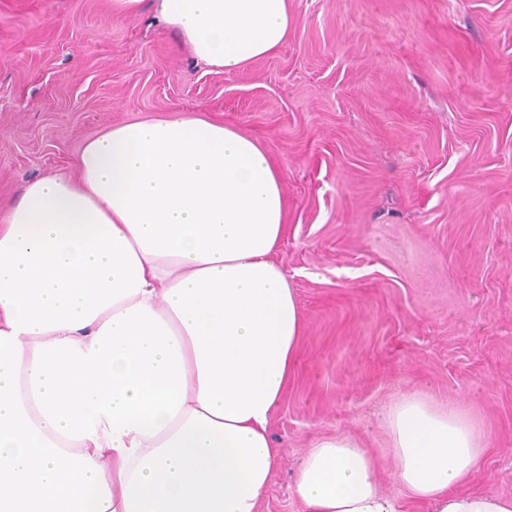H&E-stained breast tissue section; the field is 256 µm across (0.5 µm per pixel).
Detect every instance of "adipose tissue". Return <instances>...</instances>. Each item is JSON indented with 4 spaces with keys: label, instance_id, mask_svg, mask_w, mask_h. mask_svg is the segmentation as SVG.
<instances>
[{
    "label": "adipose tissue",
    "instance_id": "ef3b65f1",
    "mask_svg": "<svg viewBox=\"0 0 512 512\" xmlns=\"http://www.w3.org/2000/svg\"><path fill=\"white\" fill-rule=\"evenodd\" d=\"M227 72L287 41L290 0H153ZM78 176L0 203V512H258L268 431L304 319L276 263L286 197L250 136L172 114L88 140ZM402 492L428 512H512L461 491L489 437L423 391L380 417ZM304 512H402L346 433L315 440Z\"/></svg>",
    "mask_w": 512,
    "mask_h": 512
}]
</instances>
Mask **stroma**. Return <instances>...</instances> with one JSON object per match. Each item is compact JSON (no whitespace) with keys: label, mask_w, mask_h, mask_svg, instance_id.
Here are the masks:
<instances>
[{"label":"stroma","mask_w":512,"mask_h":512,"mask_svg":"<svg viewBox=\"0 0 512 512\" xmlns=\"http://www.w3.org/2000/svg\"><path fill=\"white\" fill-rule=\"evenodd\" d=\"M272 56L195 60L150 7L0 0V199L75 171L84 142L173 112L221 121L277 163L275 259L305 333L273 411L260 512H302L299 460L344 432L399 494L377 415L424 390L491 440L473 490L512 495V0H291Z\"/></svg>","instance_id":"obj_1"}]
</instances>
